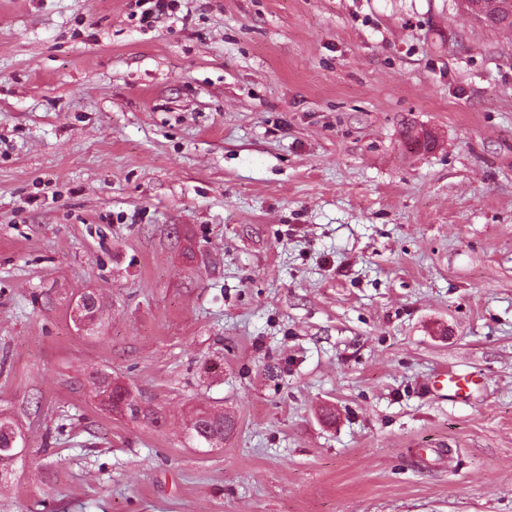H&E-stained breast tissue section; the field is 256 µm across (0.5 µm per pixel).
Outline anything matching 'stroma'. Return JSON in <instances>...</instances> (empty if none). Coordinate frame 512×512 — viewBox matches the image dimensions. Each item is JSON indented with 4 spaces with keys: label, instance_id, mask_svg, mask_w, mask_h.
I'll list each match as a JSON object with an SVG mask.
<instances>
[{
    "label": "stroma",
    "instance_id": "35a3bbf8",
    "mask_svg": "<svg viewBox=\"0 0 512 512\" xmlns=\"http://www.w3.org/2000/svg\"><path fill=\"white\" fill-rule=\"evenodd\" d=\"M1 415L0 512H512V32L456 0H0ZM474 384L475 382L468 374L450 371L443 373L441 378L433 381L432 387L436 391L446 388L448 390V396L465 399L470 395ZM234 426L233 420L224 416V413L198 410L192 418L190 433L193 439H198L199 435H218L224 439V433L231 430ZM15 431V427L13 426L12 422L9 419L0 417V473L1 471L6 472L9 469L14 471L17 463V460L12 461L11 458L9 457V453L2 451L1 448H3L4 450L13 449L15 452L14 454H12L14 459H17L25 451V446H21V448H23L22 451H19V446H16L19 437L18 435L14 437V440L16 441V444L14 446L15 448H7L9 439L11 438L12 434L15 433ZM9 477L10 472L6 474L1 473V479H9Z\"/></svg>",
    "mask_w": 512,
    "mask_h": 512
}]
</instances>
